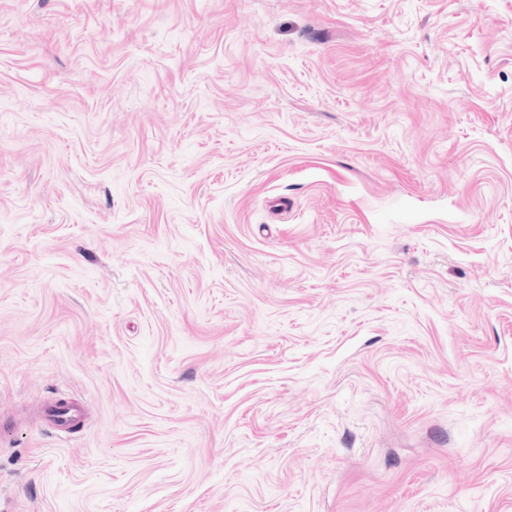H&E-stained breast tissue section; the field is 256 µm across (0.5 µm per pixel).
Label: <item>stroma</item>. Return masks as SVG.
Returning <instances> with one entry per match:
<instances>
[{
  "instance_id": "stroma-1",
  "label": "stroma",
  "mask_w": 512,
  "mask_h": 512,
  "mask_svg": "<svg viewBox=\"0 0 512 512\" xmlns=\"http://www.w3.org/2000/svg\"><path fill=\"white\" fill-rule=\"evenodd\" d=\"M0 512H512V0H0ZM84 419V408L69 397L53 399L45 409L43 422L58 437H69L76 421Z\"/></svg>"
}]
</instances>
